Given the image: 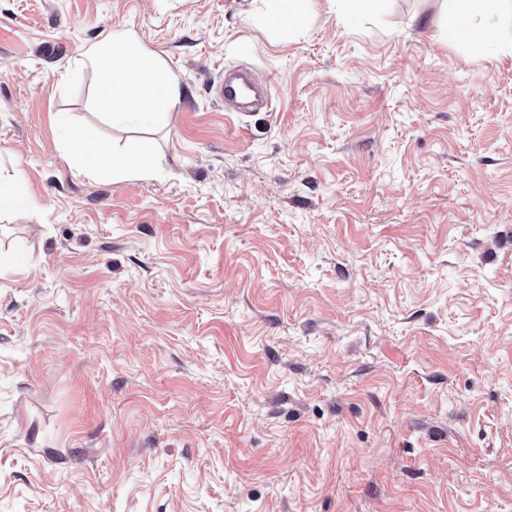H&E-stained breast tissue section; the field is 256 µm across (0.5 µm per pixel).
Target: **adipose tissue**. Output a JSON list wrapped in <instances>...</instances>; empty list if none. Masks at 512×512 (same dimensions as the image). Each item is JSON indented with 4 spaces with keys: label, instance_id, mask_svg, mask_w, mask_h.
I'll use <instances>...</instances> for the list:
<instances>
[{
    "label": "adipose tissue",
    "instance_id": "ef3b65f1",
    "mask_svg": "<svg viewBox=\"0 0 512 512\" xmlns=\"http://www.w3.org/2000/svg\"><path fill=\"white\" fill-rule=\"evenodd\" d=\"M85 58L96 74V106L112 123L148 131L180 101L179 82L155 54L141 46L134 30L109 32L90 46ZM58 124L67 145L75 151L81 171L90 178L107 181L154 175L157 160L150 142H141L132 152L123 153L91 140L67 114L59 115Z\"/></svg>",
    "mask_w": 512,
    "mask_h": 512
}]
</instances>
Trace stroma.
Returning <instances> with one entry per match:
<instances>
[{
    "label": "stroma",
    "instance_id": "stroma-1",
    "mask_svg": "<svg viewBox=\"0 0 512 512\" xmlns=\"http://www.w3.org/2000/svg\"><path fill=\"white\" fill-rule=\"evenodd\" d=\"M445 0H0V512H512V57ZM182 98L154 178L84 50ZM245 65L270 106L225 111ZM311 0H264L268 21L276 26L291 27L301 24ZM388 0H336V12L348 15H377L382 13ZM58 124L67 145L75 150L80 170L93 180L108 181L117 177L148 179L154 175L157 160L150 142L143 141L131 153H123L106 143L91 140L66 113L58 116Z\"/></svg>",
    "mask_w": 512,
    "mask_h": 512
}]
</instances>
